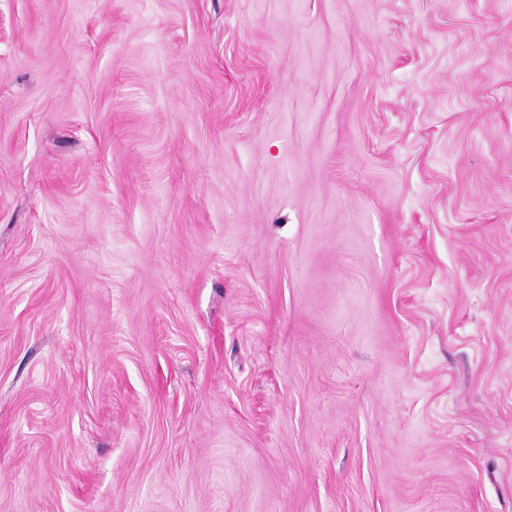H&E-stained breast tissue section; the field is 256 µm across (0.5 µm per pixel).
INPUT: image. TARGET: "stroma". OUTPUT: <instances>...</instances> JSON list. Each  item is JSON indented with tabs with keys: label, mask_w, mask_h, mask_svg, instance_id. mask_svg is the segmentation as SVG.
I'll return each instance as SVG.
<instances>
[{
	"label": "stroma",
	"mask_w": 512,
	"mask_h": 512,
	"mask_svg": "<svg viewBox=\"0 0 512 512\" xmlns=\"http://www.w3.org/2000/svg\"><path fill=\"white\" fill-rule=\"evenodd\" d=\"M0 512H512V0H0Z\"/></svg>",
	"instance_id": "35a3bbf8"
}]
</instances>
